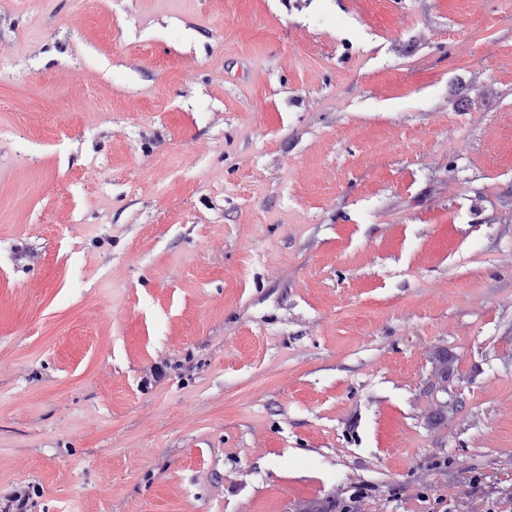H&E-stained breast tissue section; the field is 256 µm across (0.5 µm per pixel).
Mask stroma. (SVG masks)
I'll return each mask as SVG.
<instances>
[{
    "mask_svg": "<svg viewBox=\"0 0 512 512\" xmlns=\"http://www.w3.org/2000/svg\"><path fill=\"white\" fill-rule=\"evenodd\" d=\"M18 488L512 512V0H0Z\"/></svg>",
    "mask_w": 512,
    "mask_h": 512,
    "instance_id": "obj_1",
    "label": "stroma"
}]
</instances>
